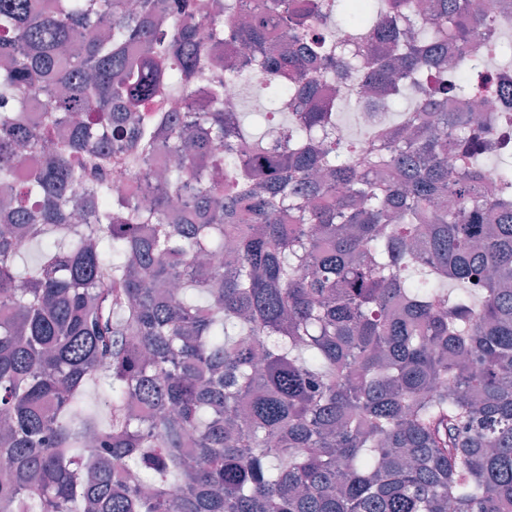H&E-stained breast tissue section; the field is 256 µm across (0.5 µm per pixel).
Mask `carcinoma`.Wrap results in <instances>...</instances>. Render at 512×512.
<instances>
[{
  "label": "carcinoma",
  "instance_id": "cac0c4a2",
  "mask_svg": "<svg viewBox=\"0 0 512 512\" xmlns=\"http://www.w3.org/2000/svg\"><path fill=\"white\" fill-rule=\"evenodd\" d=\"M234 7L0 0V512H512V171L486 178L492 128L445 75L485 64L492 15L250 0L225 50ZM243 49L259 137L224 102ZM352 69L411 97L361 150L336 112L371 97L308 106ZM159 150L164 194L113 191ZM90 380L105 427L74 415Z\"/></svg>",
  "mask_w": 512,
  "mask_h": 512
}]
</instances>
